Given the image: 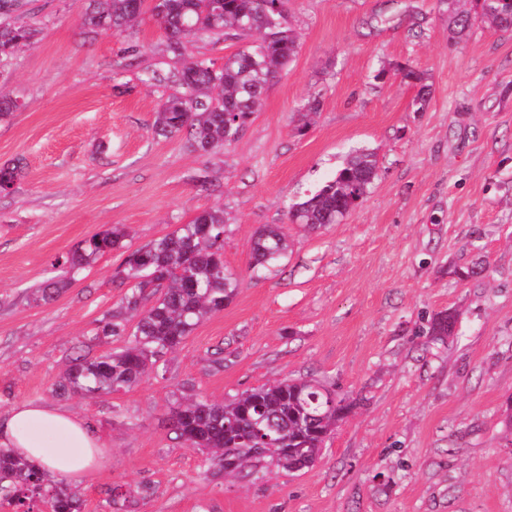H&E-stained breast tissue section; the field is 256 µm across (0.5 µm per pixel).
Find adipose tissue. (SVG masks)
Returning a JSON list of instances; mask_svg holds the SVG:
<instances>
[{"label":"adipose tissue","instance_id":"ef3b65f1","mask_svg":"<svg viewBox=\"0 0 512 512\" xmlns=\"http://www.w3.org/2000/svg\"><path fill=\"white\" fill-rule=\"evenodd\" d=\"M0 445L73 484L103 466L109 451L86 419L46 405L20 403L0 415Z\"/></svg>","mask_w":512,"mask_h":512}]
</instances>
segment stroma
<instances>
[{"mask_svg":"<svg viewBox=\"0 0 512 512\" xmlns=\"http://www.w3.org/2000/svg\"><path fill=\"white\" fill-rule=\"evenodd\" d=\"M88 5L24 0L37 36L0 61V97L19 104L0 121V167L20 168L0 193V415L31 402L93 424L111 460L77 487L82 512H512V30L450 40L444 0H289L295 61L237 141L199 155L152 133L180 67L162 31L89 33ZM406 62L424 110L393 72ZM362 146L379 160L363 203L337 224L289 223L287 204ZM215 205L233 301L138 385L56 393L72 356L127 339L89 336L125 292L123 255L34 300L54 258L114 224L135 248ZM266 224L285 225L290 250L255 272ZM445 312L454 335L424 336ZM301 378L355 404L312 468L229 476L172 429L174 401ZM395 71L397 74H400L402 79L407 83L417 85L422 82L421 74L409 63L397 65ZM427 95L426 86L421 84L414 99V105L417 107V110L420 111L425 108L428 100Z\"/></svg>","mask_w":512,"mask_h":512,"instance_id":"1","label":"stroma"}]
</instances>
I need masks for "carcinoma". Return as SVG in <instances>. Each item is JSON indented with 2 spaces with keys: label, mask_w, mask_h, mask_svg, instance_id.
<instances>
[{
  "label": "carcinoma",
  "mask_w": 512,
  "mask_h": 512,
  "mask_svg": "<svg viewBox=\"0 0 512 512\" xmlns=\"http://www.w3.org/2000/svg\"><path fill=\"white\" fill-rule=\"evenodd\" d=\"M288 0H91L84 25L94 33L122 35L147 22L161 27L165 51L181 61L174 87L155 114L153 133L172 137L186 133L187 148L208 155L236 141L260 111L270 85L296 56L297 37L288 28ZM20 0H0V57L33 44L36 30L11 19ZM449 30L456 36L478 22L489 28H512L509 0H473L463 8L448 4ZM235 39L242 48L224 56L220 66L189 51L196 41ZM396 72L420 85L417 110L428 100L421 74L409 63ZM378 174V160L369 148H356L334 178L288 207L289 221L316 229L336 224L359 207ZM222 208L204 209L189 223L134 250L122 224L94 234L55 264L67 277L37 289L41 299L58 295L103 255L125 254L126 294L90 331L93 339L130 336L119 350L67 364L56 384L61 394L97 399L137 385L167 351L177 348L208 317L224 310L240 278L224 264ZM283 226L261 227L252 242V270L265 269L288 254ZM455 316L438 315L429 336L454 333ZM327 387L313 379L283 380L246 391L228 402L206 398L179 404L170 420L177 437L191 428L194 448L211 454L208 461L227 474L246 464L274 465L285 471L309 468L318 460L326 438L348 416L351 405L331 400ZM0 497L17 512H34L36 500L53 512H81L80 498L61 480L7 448H0Z\"/></svg>",
  "instance_id": "carcinoma-1"
}]
</instances>
